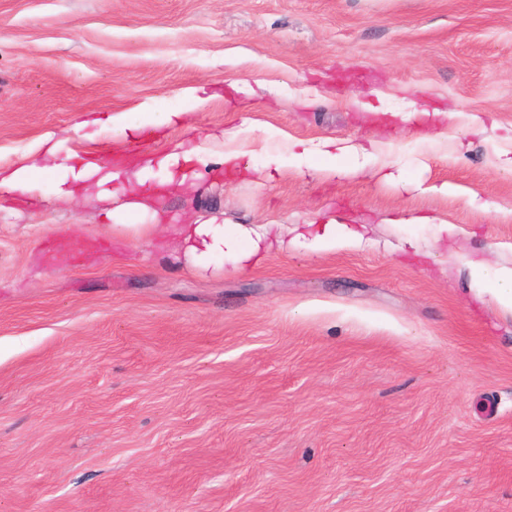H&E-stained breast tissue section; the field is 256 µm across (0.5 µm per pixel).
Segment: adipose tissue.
Returning <instances> with one entry per match:
<instances>
[{"label":"adipose tissue","instance_id":"adipose-tissue-1","mask_svg":"<svg viewBox=\"0 0 512 512\" xmlns=\"http://www.w3.org/2000/svg\"><path fill=\"white\" fill-rule=\"evenodd\" d=\"M183 95L189 106L179 112L157 111L155 103L146 100L113 112L107 121L128 133L146 125L160 129L175 122L183 126L185 138L169 142L162 153L146 164L134 169L110 166L98 161L93 154L81 155L64 150L62 140L49 132L42 136L37 156L27 164L16 168L0 166V189L26 188L36 174L49 170L56 174L53 186L55 201L71 203L79 198L95 204L111 198L120 199L121 210L150 217V224L140 227L141 232L146 233L158 231L163 218L156 186H163L169 194L184 192L198 180L199 167L212 164L238 169L244 178L262 177L261 169L242 163V151L228 147V135L224 130L199 131L192 111L203 105L204 100L197 95L195 88L185 89ZM314 152L323 160L320 171L326 178L335 177L339 172L351 176L366 175L379 162L378 151L333 139L321 140ZM343 157L351 158L350 166H337V159ZM362 242L363 235L359 230L333 220L308 234L301 232L299 227L289 228L281 224H240L229 233L222 222L210 218L177 227L173 249L191 262L219 255L233 270L242 272L274 249L304 248L327 254L360 246ZM468 269L475 285H491L497 305L512 311V266H493L482 260H472Z\"/></svg>","mask_w":512,"mask_h":512}]
</instances>
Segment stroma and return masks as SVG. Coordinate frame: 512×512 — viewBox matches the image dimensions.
<instances>
[{
	"label": "stroma",
	"mask_w": 512,
	"mask_h": 512,
	"mask_svg": "<svg viewBox=\"0 0 512 512\" xmlns=\"http://www.w3.org/2000/svg\"><path fill=\"white\" fill-rule=\"evenodd\" d=\"M188 87L211 95L199 128L254 165L381 134L389 164L324 180L314 155L259 184L222 167L163 196L172 223L354 219L365 240L202 269L138 214L54 203L50 175L0 189V512H512V312L466 269L512 266V0H0L1 165L50 131L106 152L124 134L87 141L81 113L176 111ZM435 104L485 132L418 141ZM444 182L476 202L429 193ZM54 236L112 247L53 263ZM427 117H433L439 122H443L450 119H464L468 127H480L482 120L477 112H470L465 114L463 112H455L449 110L448 107H440L433 109V112H429L427 109H422L421 112Z\"/></svg>",
	"instance_id": "stroma-1"
}]
</instances>
